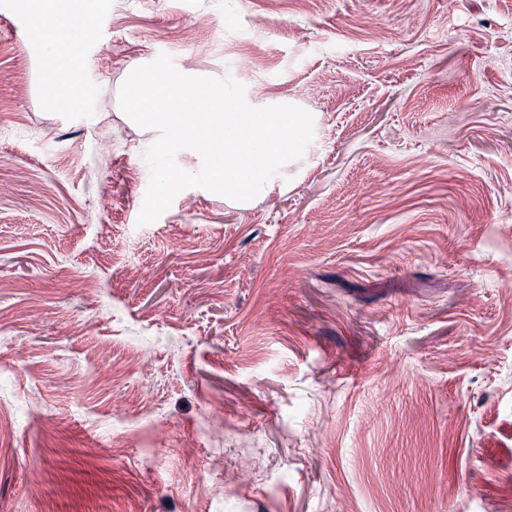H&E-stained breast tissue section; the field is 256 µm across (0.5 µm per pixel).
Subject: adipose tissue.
Wrapping results in <instances>:
<instances>
[{
  "label": "adipose tissue",
  "instance_id": "adipose-tissue-1",
  "mask_svg": "<svg viewBox=\"0 0 512 512\" xmlns=\"http://www.w3.org/2000/svg\"><path fill=\"white\" fill-rule=\"evenodd\" d=\"M23 16L28 18L40 37V64L50 75L46 103L66 110L81 73L70 67L75 38L84 23L79 0H24Z\"/></svg>",
  "mask_w": 512,
  "mask_h": 512
}]
</instances>
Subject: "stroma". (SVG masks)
<instances>
[{
  "mask_svg": "<svg viewBox=\"0 0 512 512\" xmlns=\"http://www.w3.org/2000/svg\"><path fill=\"white\" fill-rule=\"evenodd\" d=\"M47 109L0 0V512H512V0H95ZM314 139L137 226L125 72ZM224 415V434L207 417Z\"/></svg>",
  "mask_w": 512,
  "mask_h": 512,
  "instance_id": "stroma-1",
  "label": "stroma"
}]
</instances>
